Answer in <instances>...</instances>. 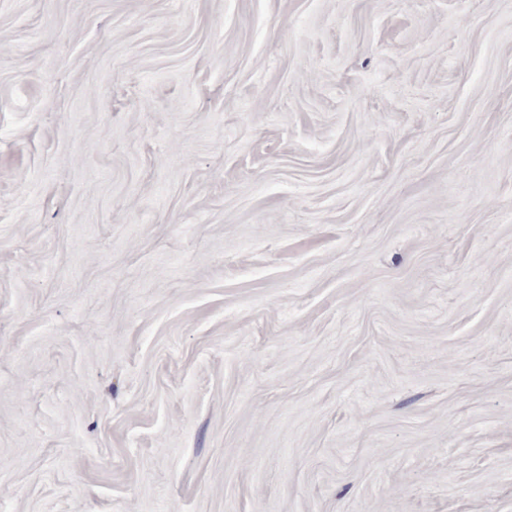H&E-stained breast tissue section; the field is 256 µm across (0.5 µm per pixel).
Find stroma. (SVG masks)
Wrapping results in <instances>:
<instances>
[{"instance_id":"35a3bbf8","label":"stroma","mask_w":512,"mask_h":512,"mask_svg":"<svg viewBox=\"0 0 512 512\" xmlns=\"http://www.w3.org/2000/svg\"><path fill=\"white\" fill-rule=\"evenodd\" d=\"M0 512H512V0H0Z\"/></svg>"}]
</instances>
